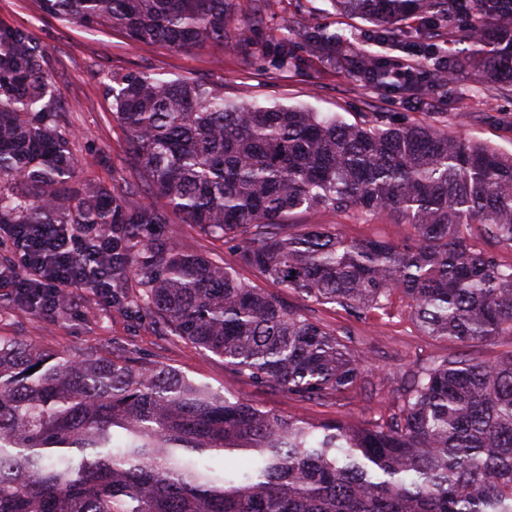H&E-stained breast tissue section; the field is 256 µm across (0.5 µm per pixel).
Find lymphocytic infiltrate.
Here are the masks:
<instances>
[{
    "mask_svg": "<svg viewBox=\"0 0 512 512\" xmlns=\"http://www.w3.org/2000/svg\"><path fill=\"white\" fill-rule=\"evenodd\" d=\"M14 257L0 264V284L28 296L33 309L51 314L57 293L89 288L103 301L112 299V239L96 229L76 235L66 224H44L33 233L8 227Z\"/></svg>",
    "mask_w": 512,
    "mask_h": 512,
    "instance_id": "obj_1",
    "label": "lymphocytic infiltrate"
}]
</instances>
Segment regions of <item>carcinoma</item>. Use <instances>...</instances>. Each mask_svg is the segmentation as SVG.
I'll return each mask as SVG.
<instances>
[{
  "instance_id": "1",
  "label": "carcinoma",
  "mask_w": 512,
  "mask_h": 512,
  "mask_svg": "<svg viewBox=\"0 0 512 512\" xmlns=\"http://www.w3.org/2000/svg\"><path fill=\"white\" fill-rule=\"evenodd\" d=\"M507 1L329 0L428 69V80L397 83L396 59L365 51L352 61L367 83L415 98L465 70L512 85ZM257 2V23H274L265 43L229 28L235 0H40L63 21L133 42L191 50L231 40L249 58L300 63L290 27L265 9L272 0ZM448 41L468 48L436 55ZM300 46L334 63L347 38L312 25ZM107 89L145 201L72 186L44 56L22 32L0 37V224L112 232V304L150 312L255 384L324 401L364 378L350 338L237 268L356 318L397 295L436 340L512 338V263L472 232L512 247V155L430 125L382 128L238 100L190 77L116 74ZM300 209L395 214L414 234L398 245L348 239L332 224L294 232L286 220ZM170 212L234 247L237 267L159 236L154 225ZM131 278L138 287H122ZM0 512H512V354L432 360L402 379L385 419L353 427L260 408L130 354L47 357L0 339Z\"/></svg>"
}]
</instances>
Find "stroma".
I'll return each mask as SVG.
<instances>
[{
  "instance_id": "1",
  "label": "stroma",
  "mask_w": 512,
  "mask_h": 512,
  "mask_svg": "<svg viewBox=\"0 0 512 512\" xmlns=\"http://www.w3.org/2000/svg\"><path fill=\"white\" fill-rule=\"evenodd\" d=\"M273 9L293 33L311 24L330 23L348 36L353 51L368 50L382 57L403 54L396 44L377 43L367 23L335 18L329 0H275ZM14 31L26 33L32 46L45 56V69L58 89L55 121L72 135L71 149L78 159L76 181L82 185L129 186L139 196L147 194L143 180L127 161V134L113 117L112 98L106 92L110 75L128 72L219 81L229 97L303 103L319 112L339 113L349 122L432 124L450 137L484 142L512 154V86L478 83L467 72L453 76L433 94L415 99L391 87H370L341 62L327 64L306 57L298 66L276 68L267 61L250 60L231 43L192 51L136 43L108 29L59 21L44 14L37 0H0V33ZM291 221L333 224L352 239L379 238L402 244L412 236L411 226L395 215L362 217L299 210ZM161 233L179 249L230 265L236 262L223 240L205 235L177 214L168 215ZM67 296L71 308L61 318L27 310L9 289L0 288V336L24 339L46 354H78L92 348L108 357L132 351L142 360L224 386L251 404L318 422L341 419L361 426L378 419L393 397L396 379L434 357L463 354L494 362L512 353V339L506 337L461 346L421 335L409 306L398 298L387 310L372 312L363 320L349 317L337 306H319L316 317L329 327L350 330L354 354L365 358L368 373L385 378L386 383L374 396L356 386L329 402L302 400L253 385L225 367L222 358L164 334L144 312L113 306L84 288L70 289Z\"/></svg>"
}]
</instances>
